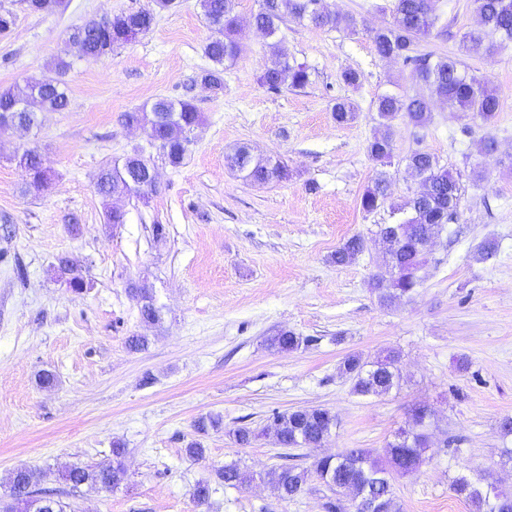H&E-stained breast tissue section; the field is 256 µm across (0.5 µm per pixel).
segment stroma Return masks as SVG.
<instances>
[{"label": "stroma", "mask_w": 512, "mask_h": 512, "mask_svg": "<svg viewBox=\"0 0 512 512\" xmlns=\"http://www.w3.org/2000/svg\"><path fill=\"white\" fill-rule=\"evenodd\" d=\"M150 0H66L53 14L0 0L16 16L0 34V90L50 76L67 57L71 28L147 7ZM395 0H323L325 9L356 17V31L315 28L286 18L281 48L305 64L309 83L278 92L261 85L273 57L270 40L251 24L258 0H235L247 53L224 71L213 94L198 76L209 67L203 45L216 34L197 0H175L154 27L94 63L74 61L65 80L69 106L43 112L31 130L0 135V483L15 468L40 475L39 488L64 490L62 471L107 460L114 440L128 454V479L118 489L89 488L72 496L74 512H199L195 483L210 480L209 512H324L327 489L311 480L292 501L259 481L277 465V447L260 437L239 446L232 432L261 428L275 411L330 409L338 424L329 440L302 449L301 463L345 448L382 452L416 405L431 413L427 462L393 479L401 512H471L452 489L466 474L512 487L498 424L512 416V44L494 55L465 53L464 33L478 26L474 0H436L440 20L419 48L460 58L499 93L494 124L432 101L425 126L404 116L381 126L378 96L421 92L410 67L377 54L374 29L392 20ZM358 74L357 85L343 74ZM189 99L202 116L182 163L172 166L124 115L155 98ZM358 106L336 123V99ZM388 133L393 146L389 198L364 211L360 198L380 164L368 146ZM497 142L481 152L484 138ZM275 155L290 175L254 184L226 166L233 149ZM38 151L47 185L30 188L14 156ZM153 157L158 191L147 199L104 200L94 175L133 149ZM423 150L462 175L455 221L426 257L416 292L381 304L369 287L383 270L375 245L382 224L397 222L394 206L420 188L406 167ZM480 181H472V171ZM125 221L105 220L106 205ZM163 225L156 235L155 225ZM361 236L365 249L345 266L331 255ZM498 244L484 260V240ZM77 262L89 283L82 293L57 281V257ZM146 283L161 310L143 322L131 288ZM307 345L278 352L265 340L278 330ZM131 336L148 339L134 351ZM399 352L402 379L382 397H362L339 371L351 353L373 360ZM52 386L39 382L42 373ZM223 420L202 434L206 415ZM206 450L187 457L189 443ZM236 463L252 482L229 487L217 469Z\"/></svg>", "instance_id": "obj_1"}]
</instances>
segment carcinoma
I'll list each match as a JSON object with an SVG mask.
<instances>
[{
  "mask_svg": "<svg viewBox=\"0 0 512 512\" xmlns=\"http://www.w3.org/2000/svg\"><path fill=\"white\" fill-rule=\"evenodd\" d=\"M153 7L132 12H120L108 18L89 19L72 29L68 43L72 56L85 62L107 57L118 47L137 36L149 32L156 14L171 8L174 0H152ZM318 0H265V6L254 16L256 27L272 36L279 29L284 16L293 15L302 22L319 28H356L357 20L349 14L323 13L315 9ZM481 15V30L462 37V49L471 52L485 47L491 54L502 44L512 42V0H475ZM32 13H52L63 0H25ZM203 15L213 25L218 36L203 45V54L212 67L203 70L199 79L211 90L224 89V65L233 63L244 54V48L235 38L237 16L232 0H198ZM439 16L435 0H395L392 21L373 31L372 40L379 55L394 57L410 65L416 78L428 89L430 98H437L451 112H469L485 124L494 123L500 112V98L487 79L476 83L462 62L457 58L432 59V54L416 50L419 39L428 36L435 28ZM275 61L260 77L261 83L271 92L283 88L301 89L308 84L309 74L303 64L290 63L288 57L273 46ZM72 62L62 58L51 62L55 76L31 77L24 84L0 91V129L7 128V119L34 124L39 112H56L68 105L65 75ZM379 117L388 120L404 113L415 126L428 121L429 98L385 93L376 101ZM353 103L338 101L333 106L337 123L344 124L354 118ZM125 123L144 125L151 129L160 142L166 160L176 166L181 163L190 143L187 133L201 121V113L188 99L158 98L151 105L124 114ZM372 159L381 164L392 157L390 136L374 137L369 144ZM18 164L30 178V186L40 189L47 184L48 174L40 154L25 149L17 156ZM228 168L253 183H267L288 178V169L278 159L255 157L248 148L241 147L226 157ZM408 168L428 185L424 197H412L399 211L408 216L396 224H383L376 232L382 253L388 259V270L372 277L370 288L383 303H393L412 294L418 285L417 273L424 264L426 242L441 231L449 216L457 213L460 200L459 175L441 165L428 152L417 151L408 158ZM98 192L107 199L115 194L143 197L155 191L151 179V163L139 151L127 155L120 162L102 168L96 177ZM387 175L379 173L360 198L361 208L372 212L387 200ZM364 241L359 236L349 238L331 254V261L344 266L363 251ZM58 276L69 274V288L81 292L86 281L81 270L67 257L58 258ZM134 296L140 303L143 321L159 320L149 288L135 289ZM277 351L300 348L307 340L292 331H280L267 339ZM399 355L389 351L373 361H365L351 354L340 364V371L351 381L352 391L362 396H383L399 386ZM431 413L426 406L411 409L405 425L399 428L393 440L387 443L384 456L367 448H345L335 455L322 457L308 469L299 464L277 465L265 473L263 480L273 487L283 499H294L307 490L311 477H316L330 492L324 504L326 512H400L393 475L417 472L425 462L429 448L428 427ZM336 428V415L327 408L298 409L291 412H274L260 434L271 437L285 450L283 458H296L293 451L321 444ZM127 450L123 443H112L111 458L95 464H80L62 473L63 482L77 491L84 485L105 487L112 491L126 479L124 464ZM218 478L226 485L238 486L248 477L237 465L229 464L217 471ZM9 494L0 497V512H17L15 492H26L39 501L42 493L29 488L26 468L13 470L7 479ZM453 491L470 502L473 512H512V492L493 495L466 475L456 477ZM213 488L209 481L201 480L193 488L192 496L198 507L209 505Z\"/></svg>",
  "mask_w": 512,
  "mask_h": 512,
  "instance_id": "obj_1",
  "label": "carcinoma"
}]
</instances>
